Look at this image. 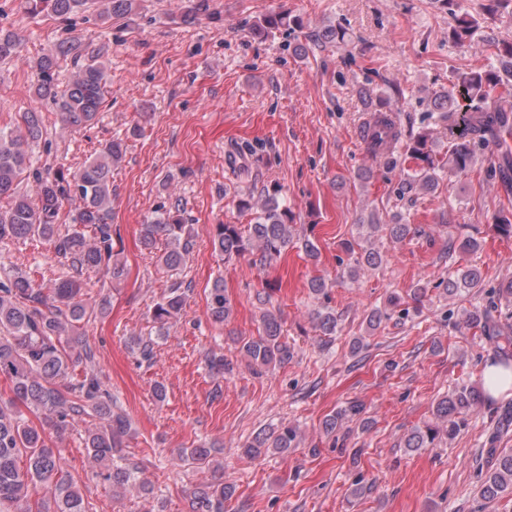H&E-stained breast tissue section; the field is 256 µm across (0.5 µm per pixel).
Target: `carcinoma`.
Masks as SVG:
<instances>
[{
	"mask_svg": "<svg viewBox=\"0 0 512 512\" xmlns=\"http://www.w3.org/2000/svg\"><path fill=\"white\" fill-rule=\"evenodd\" d=\"M137 0H99L100 15L127 16L135 11ZM34 12L47 11L62 20L78 13L85 0H29ZM477 22L457 18L451 35L458 45L470 42ZM21 42L13 32L0 31V60L11 59L20 52ZM72 57L75 74L66 87L56 92L52 81L57 62ZM498 65L463 72L454 83L457 92L435 95L433 111L441 113L448 124L459 128V140L448 147V159L439 161L433 150L431 132L422 129L406 132L401 121V108L379 113L372 131H364L368 149L376 154L384 151L386 165L398 171V196L413 191L435 189L440 174L448 171L468 175L479 150H489L484 169L485 178L498 183L506 196L512 195V43L497 44ZM40 85L38 95L55 101L62 127L74 130L90 124L105 101L106 73L100 54L89 53L74 39L62 40L46 50L38 62ZM25 131L0 130V199L8 206L0 211V240L26 239L38 236L47 241L65 272L51 285L43 288L25 273L12 274L6 269L0 278V376L8 378L12 393L8 401H0V512H91L78 482L68 470L61 451L46 442L31 426L18 406L36 409L56 429H64L92 418L97 423L85 430V449L96 475L112 485V490H136L145 496L151 493L147 483L136 478L137 467L124 464L123 440L130 433L126 415L95 368V353L81 338L79 328L94 307L83 299L84 273L104 268L112 278L122 275V264L112 246V166L123 157V144L109 142L89 161L77 177L69 180L61 173L35 175L36 198L18 189L27 168L29 143L42 135L38 112L22 115ZM406 142L403 154L394 153ZM74 206L72 221L90 229L63 232L57 224L63 204ZM245 210L255 211L254 223L243 228L239 224H216L212 246L216 253L229 260L245 253H258L260 261L272 260L293 241V225L288 209L274 197L259 202L240 201ZM388 225L392 239L399 243L411 233L402 214ZM366 245L354 249L345 245L354 269L374 268L382 257L371 238L379 230L375 219L359 224ZM164 238L167 247L159 262L170 271H179L185 264L191 243L188 225L184 224L180 206L167 211L152 224L145 225L143 245L155 248ZM482 282L475 266L457 269L448 278V294L474 288ZM186 303L182 283L173 282L167 295L154 306L153 319L158 330L180 318ZM211 315L222 321L231 313V302L224 293V282L218 279L208 293ZM498 303L491 301L482 308L466 313L464 323L495 339L498 359L495 365L512 370V327L502 326L494 317ZM240 351L248 358L253 372L288 361L290 350L281 341V324L276 315L263 316V332L243 342ZM84 364L80 377L70 375V367ZM492 401L484 387L464 385L441 398L434 407L435 424L416 428L406 438L405 447L412 452L431 448L439 435L454 437L464 426L466 416L474 408ZM362 406L350 403L325 421V429L334 431L337 421L361 414ZM298 430L288 423L270 434H258L246 446L247 455L258 458L273 449L285 453L297 447ZM490 472L482 483L481 494L494 499L512 492V452L486 449ZM180 458L192 464H208L212 449L204 446L185 448ZM40 487L53 502L48 511L43 503L32 499L31 490ZM233 487L224 483L207 485L194 494L190 512H224V501L231 498Z\"/></svg>",
	"mask_w": 512,
	"mask_h": 512,
	"instance_id": "cac0c4a2",
	"label": "carcinoma"
}]
</instances>
